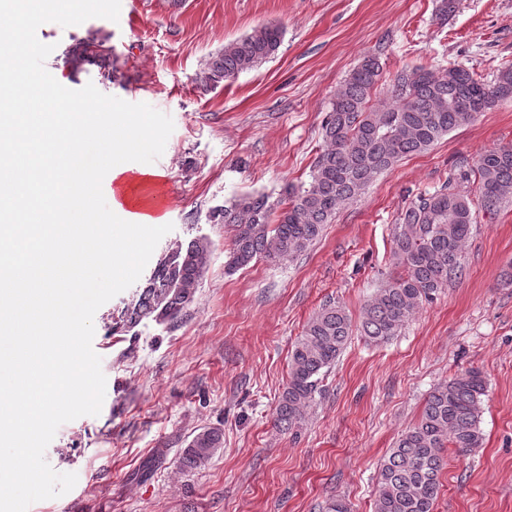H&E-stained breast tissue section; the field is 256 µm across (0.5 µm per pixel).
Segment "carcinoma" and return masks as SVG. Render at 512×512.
Here are the masks:
<instances>
[{
  "mask_svg": "<svg viewBox=\"0 0 512 512\" xmlns=\"http://www.w3.org/2000/svg\"><path fill=\"white\" fill-rule=\"evenodd\" d=\"M283 40L277 26L262 25L224 44L199 73L204 85L235 79L273 57ZM104 43H83L69 60L78 69L104 56ZM382 65L366 56L337 90L322 122L324 148L309 181L289 185L277 201L265 193L244 194L212 214L214 223L234 226L227 267H245L257 258L280 260L306 251L343 204L360 195L377 175L402 158L428 150L456 127L466 125L498 102L512 99V67L490 83L468 70L439 73L402 69L394 75L392 105L368 106ZM476 183L491 210L512 198V144L486 150L463 164L440 189L417 196L393 225V265L400 272L385 280L364 304L358 330L372 345L399 335L420 306L435 299L461 269L462 250L474 224L472 204L462 185ZM211 255L197 238L177 243L121 311L113 329L128 332L142 321L177 322L194 301ZM353 333L352 319L339 303H328L305 325L291 350L288 381L278 397L275 422L284 430L300 425L319 384L339 359ZM484 376L476 369L455 374L427 396L419 419L398 437L379 471L374 512H434L440 493L443 451L464 453L482 446L480 428ZM224 445L219 427L197 431L179 456V469L196 470Z\"/></svg>",
  "mask_w": 512,
  "mask_h": 512,
  "instance_id": "1",
  "label": "carcinoma"
}]
</instances>
